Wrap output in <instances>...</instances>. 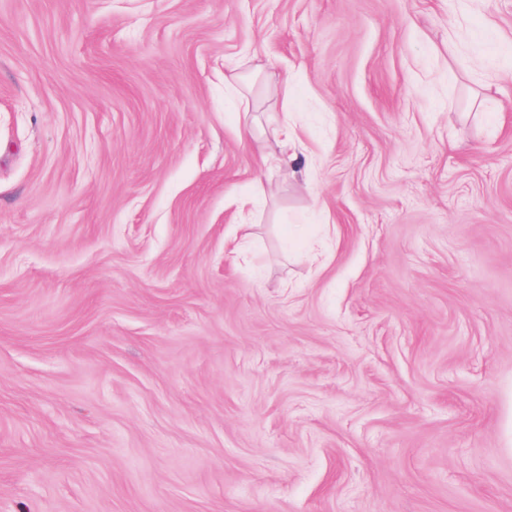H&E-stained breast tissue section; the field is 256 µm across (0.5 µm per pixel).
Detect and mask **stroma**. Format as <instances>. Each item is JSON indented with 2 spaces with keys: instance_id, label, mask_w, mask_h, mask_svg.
I'll use <instances>...</instances> for the list:
<instances>
[{
  "instance_id": "obj_1",
  "label": "stroma",
  "mask_w": 512,
  "mask_h": 512,
  "mask_svg": "<svg viewBox=\"0 0 512 512\" xmlns=\"http://www.w3.org/2000/svg\"><path fill=\"white\" fill-rule=\"evenodd\" d=\"M0 512H512V0H0ZM241 66L242 62L239 59L224 60V86L239 99L241 104H244L241 111L243 112V117L239 116L238 118L239 137L255 145L260 161L265 166L280 165L286 163V160L288 162L293 161L296 156L294 153H289V150L293 148L298 138V133L294 127L289 126L287 123L268 126L269 132L281 148V156L278 157L264 151L263 142L268 130L259 126L254 119L249 118V107L241 91L244 81V77L240 72ZM241 112H238V114H241Z\"/></svg>"
}]
</instances>
